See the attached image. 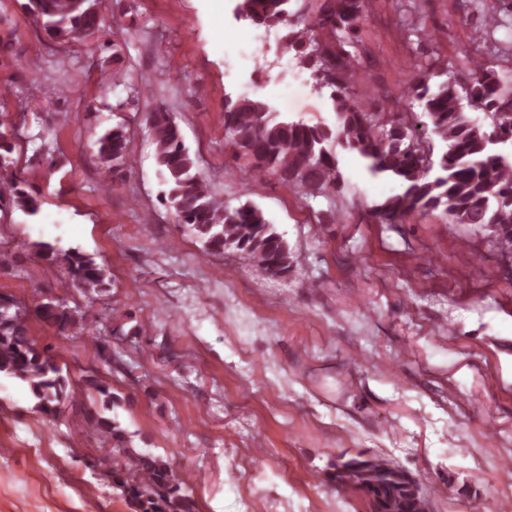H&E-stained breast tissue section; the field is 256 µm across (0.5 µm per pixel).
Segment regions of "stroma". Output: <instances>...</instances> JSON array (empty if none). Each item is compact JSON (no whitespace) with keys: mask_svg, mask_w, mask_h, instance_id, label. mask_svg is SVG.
I'll return each mask as SVG.
<instances>
[{"mask_svg":"<svg viewBox=\"0 0 512 512\" xmlns=\"http://www.w3.org/2000/svg\"><path fill=\"white\" fill-rule=\"evenodd\" d=\"M227 0H106L120 30L59 46L28 0H0V112L16 128L14 169L40 198L29 216L0 211V293L26 304L63 300L88 334L62 338L31 320L73 392L55 422L24 384L0 376V512H130L89 467L109 451L86 412L83 371L119 403L127 445L169 462L197 512H370L363 495L324 481L345 449L384 454L437 489L435 512H500L512 500V256L487 227L439 214L377 224L369 211L397 186L337 149L345 188L305 198L276 179L245 184L224 137L225 94L261 93L254 27L238 52L216 51L214 7ZM349 50L374 89V109L401 97L416 65L467 80L462 46L481 43L512 75V19L485 42L478 0H366ZM267 84L296 92L274 107L333 124L326 96L293 53L268 52ZM201 89L208 107L186 101ZM165 104L225 204L252 201L292 253L288 276H265L235 250L205 254L159 197L147 112ZM124 125L130 151L109 184L96 141ZM77 226L50 243L107 268V293L74 288L63 264L37 254L49 214ZM121 330L112 358L94 339Z\"/></svg>","mask_w":512,"mask_h":512,"instance_id":"1","label":"stroma"}]
</instances>
